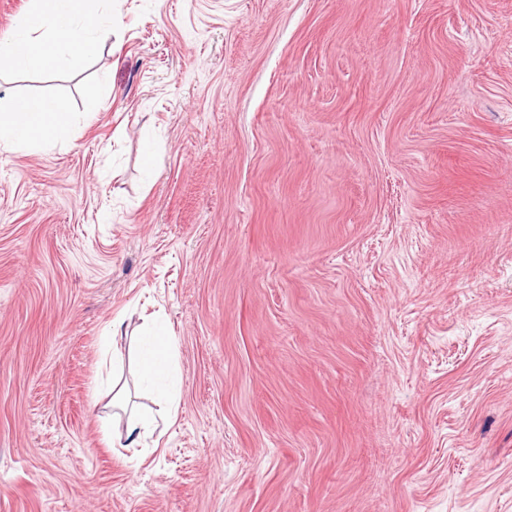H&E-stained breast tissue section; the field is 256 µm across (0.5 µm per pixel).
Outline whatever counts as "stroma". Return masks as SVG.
<instances>
[{"label": "stroma", "instance_id": "1", "mask_svg": "<svg viewBox=\"0 0 512 512\" xmlns=\"http://www.w3.org/2000/svg\"><path fill=\"white\" fill-rule=\"evenodd\" d=\"M112 16L0 85L89 116L0 150V512H512V0ZM118 316L179 347L145 452Z\"/></svg>", "mask_w": 512, "mask_h": 512}]
</instances>
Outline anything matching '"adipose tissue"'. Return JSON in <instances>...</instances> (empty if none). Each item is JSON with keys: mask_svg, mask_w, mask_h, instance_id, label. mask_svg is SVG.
Returning <instances> with one entry per match:
<instances>
[{"mask_svg": "<svg viewBox=\"0 0 512 512\" xmlns=\"http://www.w3.org/2000/svg\"><path fill=\"white\" fill-rule=\"evenodd\" d=\"M111 31V15L86 10L84 0H31L25 19L9 38L0 41V63L20 74L77 68L98 52L103 35ZM80 121V116L53 98L22 101L14 96L0 100V146L42 150L66 140ZM107 335L113 340L128 339V351L113 349V361L133 355L139 383L164 408L157 417L129 410L124 385L113 384L112 406L127 413L120 439L125 447L140 448L179 411L181 377L176 340L161 323L129 336L118 318L113 319Z\"/></svg>", "mask_w": 512, "mask_h": 512, "instance_id": "adipose-tissue-1", "label": "adipose tissue"}]
</instances>
